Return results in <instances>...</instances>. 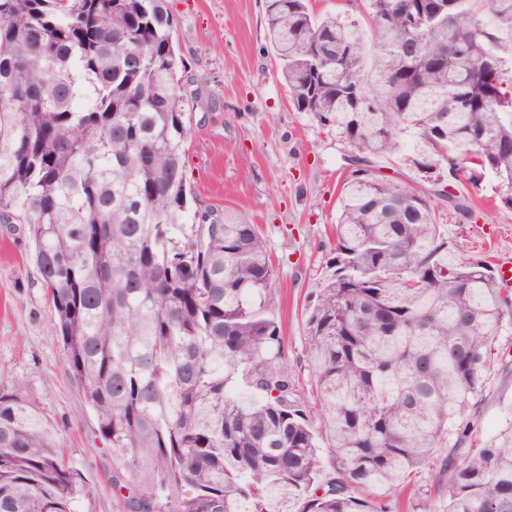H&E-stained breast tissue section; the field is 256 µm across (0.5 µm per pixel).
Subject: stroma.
Masks as SVG:
<instances>
[{"label": "stroma", "instance_id": "stroma-1", "mask_svg": "<svg viewBox=\"0 0 512 512\" xmlns=\"http://www.w3.org/2000/svg\"><path fill=\"white\" fill-rule=\"evenodd\" d=\"M176 56L188 89L191 137L187 171L198 207L228 208L255 224L277 271L275 301L288 368L311 392L304 365L305 306L330 273L333 228L352 148L330 127L295 111L278 77L263 0H170ZM469 220L436 210L448 246L495 267H512V204L493 175L479 184L460 176ZM21 231L0 225V392L35 400L65 461L80 476L73 512H128L127 490L115 488L111 448L100 439L82 395L70 382L55 313L28 260ZM500 363L479 398L468 439L479 446L512 426V327L499 336Z\"/></svg>", "mask_w": 512, "mask_h": 512}]
</instances>
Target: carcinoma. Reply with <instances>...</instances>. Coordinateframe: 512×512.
Here are the masks:
<instances>
[{"label":"carcinoma","mask_w":512,"mask_h":512,"mask_svg":"<svg viewBox=\"0 0 512 512\" xmlns=\"http://www.w3.org/2000/svg\"><path fill=\"white\" fill-rule=\"evenodd\" d=\"M297 112L358 151L332 273L305 308L313 399L288 374L255 225L194 213L168 0H0V223L24 225L67 374L135 490L133 512H387L358 488L422 466L443 512H512V427L464 448L512 296L448 251L411 162L512 202V0H367L371 37L309 0H264ZM448 453L437 454L447 441ZM79 476L35 402L0 392V512H71ZM403 155H395L389 158L374 159V172L382 177H387L395 181L407 183L414 187L417 191L428 192L431 183H428L421 177L418 172L410 165L405 158L411 152L412 139L408 136H402Z\"/></svg>","instance_id":"1"}]
</instances>
